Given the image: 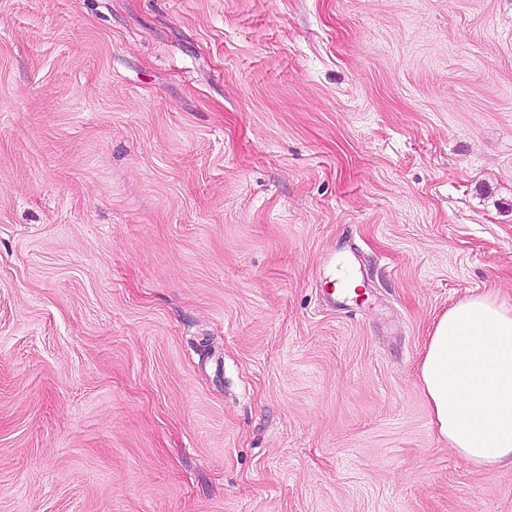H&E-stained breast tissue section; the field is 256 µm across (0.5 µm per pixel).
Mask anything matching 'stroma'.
I'll return each mask as SVG.
<instances>
[{"instance_id": "stroma-1", "label": "stroma", "mask_w": 512, "mask_h": 512, "mask_svg": "<svg viewBox=\"0 0 512 512\" xmlns=\"http://www.w3.org/2000/svg\"><path fill=\"white\" fill-rule=\"evenodd\" d=\"M489 289L512 0H0V512H512L419 382Z\"/></svg>"}]
</instances>
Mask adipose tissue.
I'll use <instances>...</instances> for the list:
<instances>
[{"mask_svg": "<svg viewBox=\"0 0 512 512\" xmlns=\"http://www.w3.org/2000/svg\"><path fill=\"white\" fill-rule=\"evenodd\" d=\"M419 379L439 437L465 463L512 459V298L490 289L437 321Z\"/></svg>", "mask_w": 512, "mask_h": 512, "instance_id": "obj_1", "label": "adipose tissue"}]
</instances>
